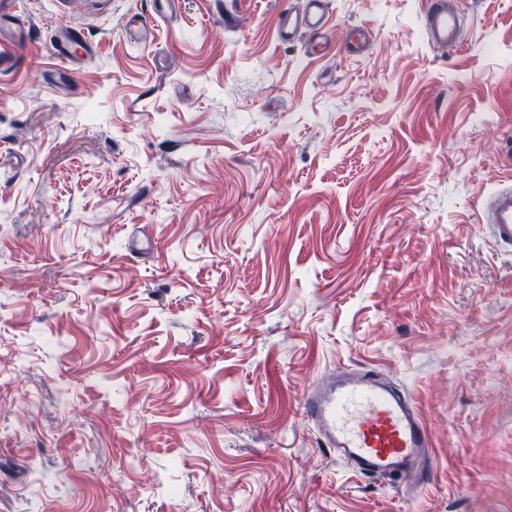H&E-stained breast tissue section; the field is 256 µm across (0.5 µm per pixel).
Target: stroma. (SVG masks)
<instances>
[{
  "instance_id": "stroma-1",
  "label": "stroma",
  "mask_w": 512,
  "mask_h": 512,
  "mask_svg": "<svg viewBox=\"0 0 512 512\" xmlns=\"http://www.w3.org/2000/svg\"><path fill=\"white\" fill-rule=\"evenodd\" d=\"M0 0L96 49L54 79L0 46V512H512V0ZM352 26L370 30L347 51ZM138 242L143 254L129 250ZM368 367L415 400L416 490L324 452L304 385ZM326 0H307L302 11L281 13L277 23L278 37L291 42L299 34L308 37L307 54L310 59H321L335 46V30L328 27L329 13ZM425 31L431 45L443 49L456 48L461 43L462 17L447 0H429ZM488 226L495 241L512 247V188L496 190L487 204Z\"/></svg>"
}]
</instances>
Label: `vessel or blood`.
<instances>
[{
  "instance_id": "1",
  "label": "vessel or blood",
  "mask_w": 512,
  "mask_h": 512,
  "mask_svg": "<svg viewBox=\"0 0 512 512\" xmlns=\"http://www.w3.org/2000/svg\"><path fill=\"white\" fill-rule=\"evenodd\" d=\"M326 0H306L303 10L281 13L277 34L293 41L308 38L309 58L320 59L335 45ZM425 31L431 45H460L462 17L448 0H428ZM93 51L94 44L79 29L59 22L53 27L54 55L70 63L76 48ZM487 219L495 241L512 247V188L496 190L488 200ZM305 419L323 444L343 458L360 476L398 477L412 486L428 477L432 440L414 400L394 384L367 369H342L311 384L301 399Z\"/></svg>"
}]
</instances>
